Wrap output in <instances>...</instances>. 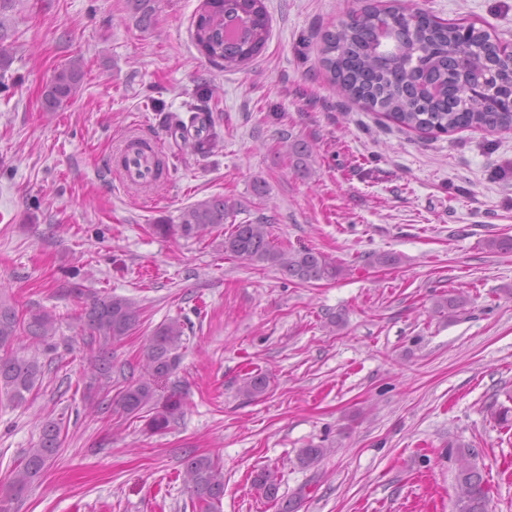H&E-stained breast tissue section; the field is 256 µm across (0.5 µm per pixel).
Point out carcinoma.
Instances as JSON below:
<instances>
[{
  "mask_svg": "<svg viewBox=\"0 0 512 512\" xmlns=\"http://www.w3.org/2000/svg\"><path fill=\"white\" fill-rule=\"evenodd\" d=\"M18 0H0V43L8 37L11 17ZM139 21L150 26L155 21L154 0H132ZM400 8H391L389 15ZM387 15V16H389ZM387 16L374 6L348 12L339 25L322 36L321 64L331 81L348 98L363 102L369 109L382 112L397 124L424 133H448L458 129L496 130L512 128V111L498 110L483 96L473 93L457 68L458 56L471 54V47L489 41L490 35L473 23L443 22L424 11H415L410 30H399L396 45L383 52L377 48L376 33ZM269 18L263 0H205L194 21L193 40L201 53L224 68L241 67L259 56L268 40ZM494 51L473 55L472 63L483 69L493 62L503 87L512 85V67L505 60H493ZM83 78L80 60L72 59L56 69L42 91L44 109L54 112L74 99ZM213 97L210 84H202L195 101L188 105L189 120L176 113L164 117L172 135L182 139L194 136L195 151L206 156L217 146L214 120L209 112ZM293 160V170L301 178L310 172V146L302 141L286 145ZM153 171L146 185L154 184L168 173L165 157L149 155ZM241 210V204L222 196H211L186 207L177 227L160 224V232L177 231L186 238L197 237L221 226ZM224 252L241 260L275 268L300 284L314 285L334 280L341 268L313 248L296 251L277 247L270 240L267 224L247 222L232 225L224 238ZM79 321L85 346L94 371L112 379V345L127 337L140 321V310L129 299L118 295L92 297L81 308ZM57 317L44 309L25 315L0 298V389H5L17 402L32 392L44 371L36 356L21 355L14 345L28 337L44 343L57 333ZM184 336L183 323L171 319L150 336L144 351V375L125 387L116 406L128 416L149 413L147 426L165 428L182 413L183 402L178 386H172L164 401L156 399L154 379L167 378L177 369L178 351ZM269 387L264 374L244 378L240 392L256 400ZM61 428L48 422L42 428L38 447L29 449L23 463L14 469L11 490L23 494L41 474L49 460L61 447ZM456 473V512H488V489L475 465L478 450L452 448ZM186 476L191 496L201 504L200 512H219L224 497L223 467L207 455H193L186 460ZM254 483L266 498L278 497V468L263 467L255 473Z\"/></svg>",
  "mask_w": 512,
  "mask_h": 512,
  "instance_id": "1",
  "label": "carcinoma"
}]
</instances>
